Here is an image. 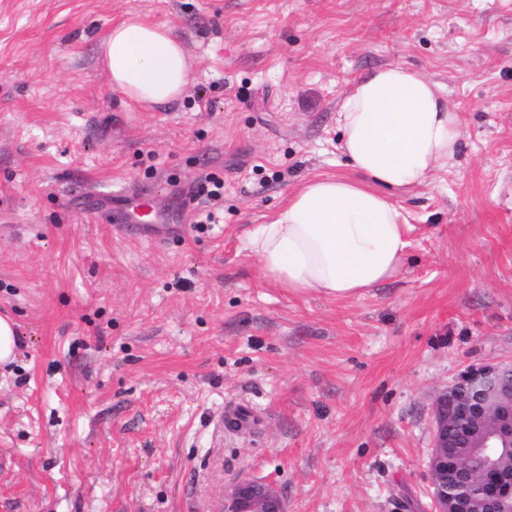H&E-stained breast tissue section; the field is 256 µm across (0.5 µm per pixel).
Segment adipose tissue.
<instances>
[{"label":"adipose tissue","mask_w":512,"mask_h":512,"mask_svg":"<svg viewBox=\"0 0 512 512\" xmlns=\"http://www.w3.org/2000/svg\"><path fill=\"white\" fill-rule=\"evenodd\" d=\"M112 89L145 106L176 101L191 69L163 24L128 15L102 44ZM340 150L356 177H316L290 193L244 248L279 287L349 299L396 277L409 242V214L394 197L430 184L462 148L458 112L422 71L394 64L355 80L337 119Z\"/></svg>","instance_id":"ef3b65f1"}]
</instances>
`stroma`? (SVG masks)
Wrapping results in <instances>:
<instances>
[{"label":"stroma","instance_id":"1","mask_svg":"<svg viewBox=\"0 0 512 512\" xmlns=\"http://www.w3.org/2000/svg\"><path fill=\"white\" fill-rule=\"evenodd\" d=\"M131 12L184 44L173 103L109 84ZM399 62L458 109L462 151L398 195V276L289 293L246 234L351 175L341 99ZM135 189L159 223H118ZM0 315V512H216L243 477L286 512H432L438 395L512 363V0H0ZM241 403L257 426L217 431ZM17 348L18 337L14 322L0 316V364L12 362Z\"/></svg>","mask_w":512,"mask_h":512}]
</instances>
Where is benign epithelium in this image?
I'll list each match as a JSON object with an SVG mask.
<instances>
[{
    "label": "benign epithelium",
    "mask_w": 512,
    "mask_h": 512,
    "mask_svg": "<svg viewBox=\"0 0 512 512\" xmlns=\"http://www.w3.org/2000/svg\"><path fill=\"white\" fill-rule=\"evenodd\" d=\"M476 391L479 396H494L501 412L491 427L477 422L480 405L468 397ZM457 413L470 419L469 447L483 456L495 470L483 494L492 512H504L506 502L512 503V472L498 465L501 452H512V364L472 366L438 397L432 413L433 441L428 467L431 476L430 496L434 512H468L465 503L448 482L452 470L453 440L448 437V420ZM224 512H285L279 491L258 479L242 478L224 489Z\"/></svg>",
    "instance_id": "1"
}]
</instances>
